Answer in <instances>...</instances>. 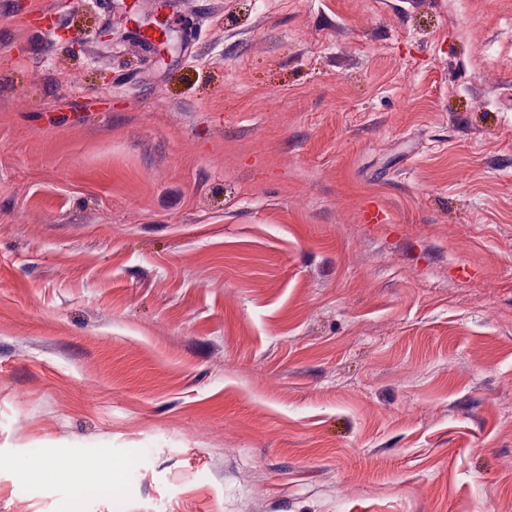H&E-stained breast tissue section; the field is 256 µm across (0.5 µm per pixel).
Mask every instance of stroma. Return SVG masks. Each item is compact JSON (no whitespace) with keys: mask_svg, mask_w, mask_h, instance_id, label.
<instances>
[{"mask_svg":"<svg viewBox=\"0 0 512 512\" xmlns=\"http://www.w3.org/2000/svg\"><path fill=\"white\" fill-rule=\"evenodd\" d=\"M169 14L0 0V512H512V0ZM165 2L158 3L156 12L145 18L144 24L135 22V29L142 32L144 37V49L154 56L177 49L184 35V26L181 28V34V31L170 23L164 11L169 4ZM112 462L108 459H97L88 469V472L93 475L96 484L103 483L96 488V492L111 494L112 492ZM90 470V471H89ZM106 484V485H105ZM111 488H110V487Z\"/></svg>","mask_w":512,"mask_h":512,"instance_id":"1","label":"stroma"}]
</instances>
